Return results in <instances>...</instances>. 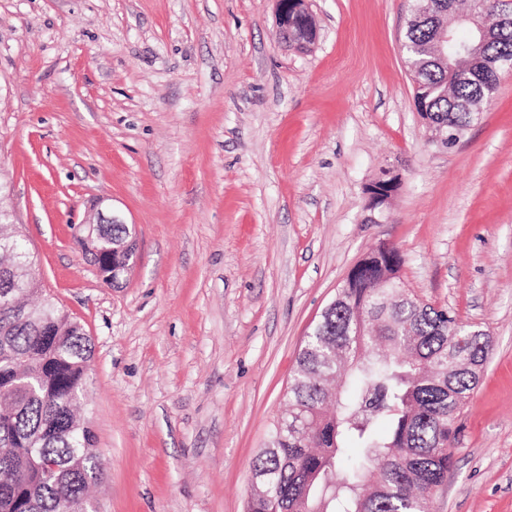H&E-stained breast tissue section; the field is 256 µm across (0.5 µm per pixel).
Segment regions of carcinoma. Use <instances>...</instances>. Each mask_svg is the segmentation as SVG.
I'll return each instance as SVG.
<instances>
[{
  "label": "carcinoma",
  "mask_w": 512,
  "mask_h": 512,
  "mask_svg": "<svg viewBox=\"0 0 512 512\" xmlns=\"http://www.w3.org/2000/svg\"><path fill=\"white\" fill-rule=\"evenodd\" d=\"M501 8L500 0H470L467 11L479 21ZM313 28L297 20L292 42L312 43ZM439 35L431 18L408 20L405 59L416 105L458 135L478 116L461 104L494 94L499 78L465 61L464 76L448 78L433 53ZM483 53L512 58V29L492 31ZM8 264L33 260L0 236V267ZM40 294L34 280L19 309L0 305V512H68L75 501L93 512L88 490L102 470L91 430L73 429L92 340L51 299L28 304ZM337 295L342 301L323 309L298 352L288 412L253 462L261 491L246 512H433L461 409L492 352L489 338L389 287L373 257ZM352 445L358 458L338 468Z\"/></svg>",
  "instance_id": "obj_1"
}]
</instances>
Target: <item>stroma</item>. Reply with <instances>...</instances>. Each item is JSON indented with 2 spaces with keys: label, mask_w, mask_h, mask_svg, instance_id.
<instances>
[{
  "label": "stroma",
  "mask_w": 512,
  "mask_h": 512,
  "mask_svg": "<svg viewBox=\"0 0 512 512\" xmlns=\"http://www.w3.org/2000/svg\"><path fill=\"white\" fill-rule=\"evenodd\" d=\"M412 0H0V206L93 343L99 512H246L298 351L350 268L489 334L435 512H512V73L432 141L401 50ZM401 185L381 223L365 189ZM137 232L106 284L74 238L100 197ZM276 2V20L279 28L280 38L285 45H288V33L291 28V26L288 23L289 10L293 9L295 12L300 14L302 13V9H304L309 21H315V18L313 16L312 11L309 8V0H276ZM293 4L295 5L294 8L291 7Z\"/></svg>",
  "instance_id": "1"
}]
</instances>
